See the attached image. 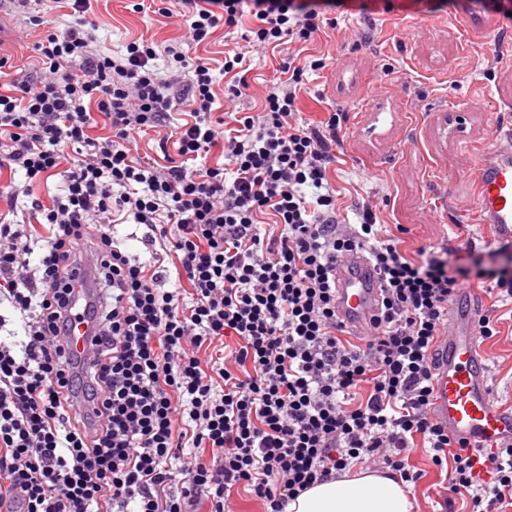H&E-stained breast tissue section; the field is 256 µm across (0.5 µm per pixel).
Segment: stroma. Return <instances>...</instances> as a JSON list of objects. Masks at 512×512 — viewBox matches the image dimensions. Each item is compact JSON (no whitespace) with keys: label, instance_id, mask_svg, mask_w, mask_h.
<instances>
[{"label":"stroma","instance_id":"35a3bbf8","mask_svg":"<svg viewBox=\"0 0 512 512\" xmlns=\"http://www.w3.org/2000/svg\"><path fill=\"white\" fill-rule=\"evenodd\" d=\"M134 0H96L98 48L121 56L139 37L162 52L155 61L166 70L164 47L178 45L183 24L157 9L134 11ZM238 28H217L211 42L197 48L213 66V117L259 111L264 97L283 85L284 54L250 47ZM38 32L26 20L0 33V48L14 55L18 80L34 78L33 45ZM245 53V95L232 97L236 76L222 68L225 48ZM324 68L305 71L298 94L297 119L316 123L332 112L346 113L339 134L337 162L329 179L337 190L346 223L358 221L363 205L375 206L387 227L401 226L400 246L463 249V259L495 269L512 266V253L500 251L491 229L475 207V169L479 150L511 148L512 21L491 24L477 4L451 0L439 9L390 0L387 10L341 15L308 45ZM483 310L498 320V332L483 342L491 363L496 400L512 406V299L482 288ZM424 476L409 491L415 512H461L460 496L450 495L448 470L434 466L425 450L410 458Z\"/></svg>","mask_w":512,"mask_h":512}]
</instances>
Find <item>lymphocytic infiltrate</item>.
Listing matches in <instances>:
<instances>
[{
    "label": "lymphocytic infiltrate",
    "instance_id": "lymphocytic-infiltrate-1",
    "mask_svg": "<svg viewBox=\"0 0 512 512\" xmlns=\"http://www.w3.org/2000/svg\"><path fill=\"white\" fill-rule=\"evenodd\" d=\"M187 18L185 49L167 48L176 72H192L186 97L154 66L153 42L123 57L98 50L91 30L45 28L33 49L40 74L15 76L0 53V169L30 198L26 223L0 224V301L24 337L0 318V512H235L249 489L263 512H286L315 484L367 463L418 483L410 456L423 444L435 466L452 460L449 490L472 512H512V442L488 454L454 442L431 415L433 350L462 280L512 288V275L451 265L447 249L407 256L372 206L340 220L328 172L344 113L317 124L293 116L310 57L285 62L289 77L261 112L235 113L233 130L211 119L213 77L188 47L250 16L247 43L278 48L314 40L329 11L369 0H167ZM187 105L170 165L138 162L140 133ZM110 124L91 136L93 112ZM220 148L227 167L192 159ZM58 175L44 204L31 184ZM147 229L151 263L118 247V222ZM47 235L31 260L34 226ZM361 252L382 291L378 315L357 341L336 308V266ZM93 262L98 301L72 299V273ZM176 285L162 288L164 260ZM93 322L85 362L65 347L74 324ZM237 344L223 351L225 338Z\"/></svg>",
    "mask_w": 512,
    "mask_h": 512
}]
</instances>
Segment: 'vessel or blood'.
<instances>
[{
    "instance_id": "1",
    "label": "vessel or blood",
    "mask_w": 512,
    "mask_h": 512,
    "mask_svg": "<svg viewBox=\"0 0 512 512\" xmlns=\"http://www.w3.org/2000/svg\"><path fill=\"white\" fill-rule=\"evenodd\" d=\"M476 209L492 229L495 242L512 243V149L488 148L478 156ZM75 301L94 298L92 270L79 265L74 278ZM339 316L360 328L376 314L380 284L363 255L336 268ZM482 310L478 292H463L448 305V325L436 346L431 412L456 439L472 450H490L512 440V408L495 402L489 385L488 357L476 325Z\"/></svg>"
}]
</instances>
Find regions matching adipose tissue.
<instances>
[{
	"mask_svg": "<svg viewBox=\"0 0 512 512\" xmlns=\"http://www.w3.org/2000/svg\"><path fill=\"white\" fill-rule=\"evenodd\" d=\"M402 483L388 474L365 470L317 484L302 492L287 512H413Z\"/></svg>",
	"mask_w": 512,
	"mask_h": 512,
	"instance_id": "obj_1",
	"label": "adipose tissue"
}]
</instances>
